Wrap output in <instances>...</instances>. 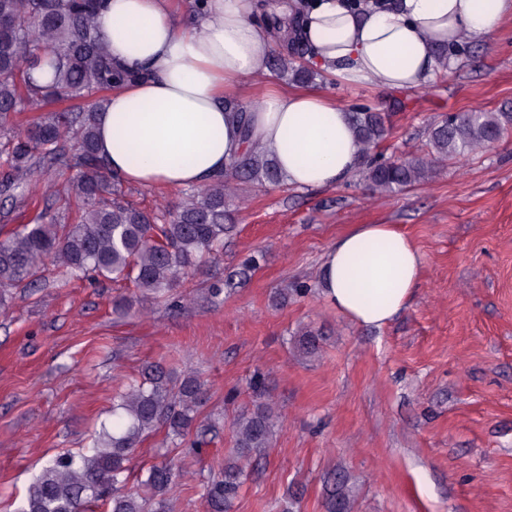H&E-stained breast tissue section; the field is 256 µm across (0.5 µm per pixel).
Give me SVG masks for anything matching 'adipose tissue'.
Returning <instances> with one entry per match:
<instances>
[{"mask_svg": "<svg viewBox=\"0 0 512 512\" xmlns=\"http://www.w3.org/2000/svg\"><path fill=\"white\" fill-rule=\"evenodd\" d=\"M174 3L104 0L96 16L112 60L142 74L98 112V151L113 172L142 187L200 186L250 144L298 189L334 186L358 170L349 114L321 92L266 91L247 135L225 108L230 91L268 67L273 37L254 18L257 0H207L185 26ZM290 14L312 67L353 85L418 89L438 46L491 38L512 17V0H397L361 12L312 0ZM421 268L420 252L394 225L360 224L327 250L320 293L353 323L381 327L411 304Z\"/></svg>", "mask_w": 512, "mask_h": 512, "instance_id": "adipose-tissue-1", "label": "adipose tissue"}]
</instances>
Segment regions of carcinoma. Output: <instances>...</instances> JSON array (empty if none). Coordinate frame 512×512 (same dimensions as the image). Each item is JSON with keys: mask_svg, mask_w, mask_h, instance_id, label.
I'll return each instance as SVG.
<instances>
[{"mask_svg": "<svg viewBox=\"0 0 512 512\" xmlns=\"http://www.w3.org/2000/svg\"><path fill=\"white\" fill-rule=\"evenodd\" d=\"M101 2L0 0V196L14 202L29 194L35 174L78 168L67 187L77 202L74 214L49 224H21L0 237L3 291L38 287L50 264L69 278L129 281L140 298L159 301L224 253V240L235 230L224 209L233 180L281 181L274 159L250 147L210 183L188 189L175 206L153 210L130 202L120 176L98 152L97 112L108 93L141 74L112 61L95 23ZM40 67L52 71L47 84L33 77ZM271 67L297 82L314 77L292 53L273 56ZM57 99L72 105L44 112ZM24 111L41 116L17 129L10 119ZM350 119L364 179L385 194L429 180L437 163L489 147L512 130L511 112L450 113L429 130L425 155L391 159L374 153L390 133L385 114L366 109ZM256 266V257L245 258L209 292L218 296L232 289ZM206 394V383L193 372L178 378L159 362L145 365L140 378L113 396L112 420L101 424L91 446L49 459L15 512H88L99 506L104 512H170V493L181 478L174 464L151 466L135 489L121 476L139 445L162 430L174 448L190 436L196 447L218 436L224 421L199 419ZM230 431L224 472L205 486L210 512H230L247 468L272 448L279 415L259 402L237 414ZM328 484L329 512H351L345 480L332 477Z\"/></svg>", "mask_w": 512, "mask_h": 512, "instance_id": "1", "label": "carcinoma"}]
</instances>
